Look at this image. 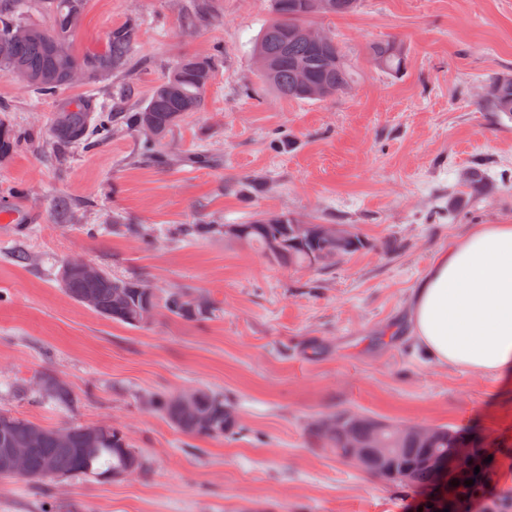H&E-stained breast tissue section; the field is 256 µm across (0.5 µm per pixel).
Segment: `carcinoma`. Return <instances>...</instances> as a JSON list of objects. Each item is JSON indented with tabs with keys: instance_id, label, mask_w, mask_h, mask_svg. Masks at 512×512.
Instances as JSON below:
<instances>
[{
	"instance_id": "cac0c4a2",
	"label": "carcinoma",
	"mask_w": 512,
	"mask_h": 512,
	"mask_svg": "<svg viewBox=\"0 0 512 512\" xmlns=\"http://www.w3.org/2000/svg\"><path fill=\"white\" fill-rule=\"evenodd\" d=\"M52 25L50 29L25 23L18 18V0H0V45L7 51L0 53V74L17 79L24 78V85L43 96H53L69 85L68 76L79 69L83 72L120 71L127 67L132 53L131 35L128 30L112 33L104 53L91 59H81L73 51L63 54L52 50L55 40L70 41L85 11L86 0H50ZM274 18L257 39L253 53L262 55L271 62L270 68L261 77L276 93L288 100L309 99L297 82V72L304 70L313 82L328 86V96L344 93L345 88L355 83V72L346 54L336 39L325 43H310L301 32L314 26L319 17L339 16L357 10L360 0H271ZM26 30L23 38L15 37L17 30ZM366 58L376 68L391 74L400 73L405 65L406 52L395 38L373 41L366 47ZM212 78L209 61L195 56L179 60L168 78L157 86L146 104L137 112L126 116L127 125L139 130L149 125L156 130L155 138H165L174 127L203 106V94ZM480 99L492 111L512 118V73H500L482 81ZM54 140L64 145H80L94 137L100 142L112 138V122L105 107L85 98L73 101L56 113L52 127ZM17 145L14 127L0 122V159L8 157ZM465 183L470 190V202L477 206L484 202L493 190L512 188L511 182H495L484 169L472 167L465 173ZM236 233L231 238L253 247L269 259L294 267L323 269L336 264V254L329 242L313 230L298 235L294 231V220L286 214L265 215L247 224L235 225ZM102 277L92 283L78 276L71 278L65 292L77 303L93 294L96 298L92 311L132 329H141L140 311L149 305L164 310L169 316L185 322H196L215 315L214 302L191 288H167L160 295L147 293L150 283L143 278H124L101 269ZM197 409H183L180 398L174 394L154 393L149 396L151 409L159 412L171 425L190 438L237 439L244 428L239 414L231 413L236 404L224 393L208 388L198 389ZM39 396L59 405L72 401L69 387H57L42 391ZM9 424V436L16 443L26 440L29 429L36 423L9 412L3 413ZM101 439L94 448L81 446L83 425H72L75 440L69 445L57 442L55 431L43 428V439L39 446L29 452V470L41 472L43 464L50 459L57 472L67 477L100 476L109 471H130L146 475L150 472V460L128 441L124 432L112 425L99 424ZM317 442L332 448L336 454L347 459L351 446L365 443L372 431L360 420L349 424L339 432L324 433L318 425L309 429ZM457 437L474 448L478 474H469L474 480L471 487L459 483L456 496L459 499L479 500L484 512H512V496H495L489 491L494 463L485 462L483 440L477 435L457 433ZM448 441L433 438L419 440L411 436L403 440L395 456L380 462L368 456L364 470L374 473L389 482L412 487L428 493L427 512H441L452 508L446 499L435 496V489L443 480L440 471L426 467L427 456L448 457Z\"/></svg>"
}]
</instances>
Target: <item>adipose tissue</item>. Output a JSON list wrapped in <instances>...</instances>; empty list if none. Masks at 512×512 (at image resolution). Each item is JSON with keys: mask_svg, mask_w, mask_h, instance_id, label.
<instances>
[{"mask_svg": "<svg viewBox=\"0 0 512 512\" xmlns=\"http://www.w3.org/2000/svg\"><path fill=\"white\" fill-rule=\"evenodd\" d=\"M411 335L435 361L512 376V224H484L449 246L419 280Z\"/></svg>", "mask_w": 512, "mask_h": 512, "instance_id": "adipose-tissue-1", "label": "adipose tissue"}]
</instances>
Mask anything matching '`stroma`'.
Segmentation results:
<instances>
[{
  "label": "stroma",
  "instance_id": "stroma-1",
  "mask_svg": "<svg viewBox=\"0 0 512 512\" xmlns=\"http://www.w3.org/2000/svg\"><path fill=\"white\" fill-rule=\"evenodd\" d=\"M271 18L269 0H87L73 50L91 57L130 28L125 71L51 97L0 76V117L19 133L0 161V204L24 217L0 223V410L50 427L111 424L153 464L116 481L0 479V512H414L418 491L310 438L312 422L344 411L512 446V377L436 363L407 325L414 288L451 243L512 224V189L474 207L461 179L478 163L512 173V119L478 100L482 80L512 72V0H362L316 19L360 78L311 102L280 98L256 68ZM390 37L407 54L397 75L365 55ZM184 56L210 59L213 76L202 111L166 138L168 165L119 122L103 144L53 142L62 104L137 111ZM198 152L207 166L190 164ZM281 213L353 225L365 245L297 269L219 233L177 232ZM72 257L194 289L219 311L188 323L161 311L127 328L64 292L56 272ZM46 374L69 385L71 404L18 394ZM197 387L236 402L243 438H187L147 405Z\"/></svg>",
  "mask_w": 512,
  "mask_h": 512
}]
</instances>
